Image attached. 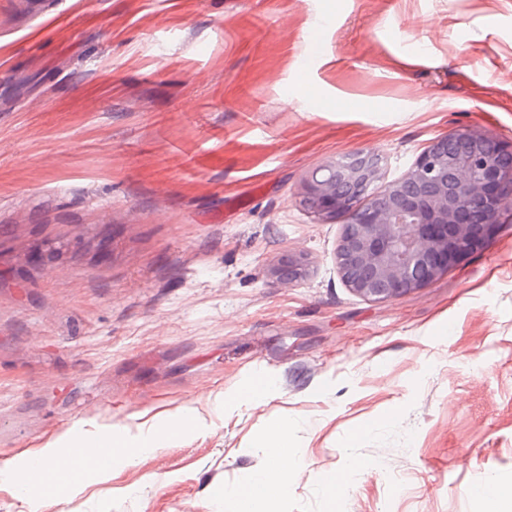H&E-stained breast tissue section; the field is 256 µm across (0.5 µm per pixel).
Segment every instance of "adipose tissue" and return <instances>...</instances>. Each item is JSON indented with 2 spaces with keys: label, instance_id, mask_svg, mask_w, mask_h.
Instances as JSON below:
<instances>
[{
  "label": "adipose tissue",
  "instance_id": "adipose-tissue-1",
  "mask_svg": "<svg viewBox=\"0 0 512 512\" xmlns=\"http://www.w3.org/2000/svg\"><path fill=\"white\" fill-rule=\"evenodd\" d=\"M200 426L198 416L185 410L174 418L161 417L148 427L140 429L137 436L115 433L65 435L46 442L40 447L27 449L7 462L13 493L27 504L68 502L81 493L93 477L111 478L133 466L138 455L149 453L196 433ZM293 427L290 419H282L264 438L271 467L261 475L230 489H215V496L223 501L224 512H276L278 500L288 492L291 474L280 466L279 460L288 452V438ZM109 448V455L91 461L90 465L67 470L57 468L54 459L59 449Z\"/></svg>",
  "mask_w": 512,
  "mask_h": 512
}]
</instances>
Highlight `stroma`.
<instances>
[{"label": "stroma", "mask_w": 512, "mask_h": 512, "mask_svg": "<svg viewBox=\"0 0 512 512\" xmlns=\"http://www.w3.org/2000/svg\"><path fill=\"white\" fill-rule=\"evenodd\" d=\"M461 128L512 143V0H0V465L193 408L39 512H223L288 417L280 512H325L356 459L341 512H481L473 485H512V215L370 302L345 216L300 202L327 161L374 151L389 182ZM286 253L304 280L269 277ZM257 375L266 400L219 404ZM363 465L357 461H354L350 464L349 468L344 471H337L332 472L326 475L323 480L322 484L327 491V510L328 512H339L340 506H339V500L336 498V484L334 486H331L333 482H336V479L339 481V485L337 487H342L343 485H346L348 482V478L350 474L357 470L362 468Z\"/></svg>", "instance_id": "35a3bbf8"}]
</instances>
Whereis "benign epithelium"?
Returning <instances> with one entry per match:
<instances>
[{
    "label": "benign epithelium",
    "mask_w": 512,
    "mask_h": 512,
    "mask_svg": "<svg viewBox=\"0 0 512 512\" xmlns=\"http://www.w3.org/2000/svg\"><path fill=\"white\" fill-rule=\"evenodd\" d=\"M382 177L374 152H358L313 171L301 202L324 221L347 217L336 251L341 280L371 302L422 287L484 246L512 213V147L461 129L433 140L397 180ZM270 275L306 277L301 257L281 256Z\"/></svg>",
    "instance_id": "obj_1"
}]
</instances>
